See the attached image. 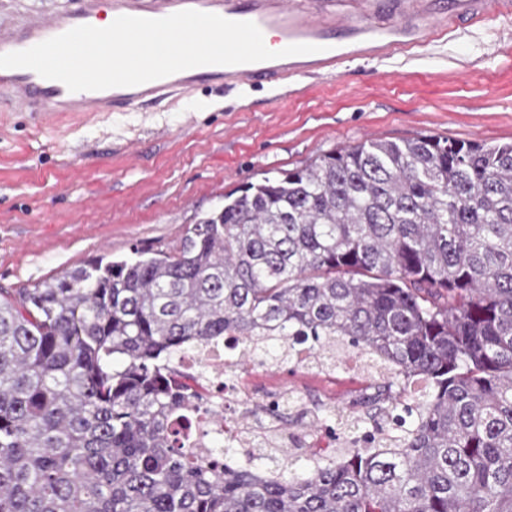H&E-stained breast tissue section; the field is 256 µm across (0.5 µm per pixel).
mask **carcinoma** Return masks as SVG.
Wrapping results in <instances>:
<instances>
[{"mask_svg": "<svg viewBox=\"0 0 512 512\" xmlns=\"http://www.w3.org/2000/svg\"><path fill=\"white\" fill-rule=\"evenodd\" d=\"M244 339L365 355L378 395L327 455L204 457L179 357ZM0 512H512V143L365 139L169 251L0 292Z\"/></svg>", "mask_w": 512, "mask_h": 512, "instance_id": "obj_1", "label": "carcinoma"}]
</instances>
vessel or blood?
I'll return each mask as SVG.
<instances>
[{"label":"vessel or blood","instance_id":"1","mask_svg":"<svg viewBox=\"0 0 512 512\" xmlns=\"http://www.w3.org/2000/svg\"><path fill=\"white\" fill-rule=\"evenodd\" d=\"M193 9L255 23L278 48L311 44L315 53L238 65H205L133 87L69 91L26 68L0 69V112H30L42 123L61 112H123L182 100L202 87L268 88L272 103L288 98L301 77L332 75L350 59L383 60L424 46L449 31L487 19L512 20V0H73L46 14L16 12L0 22V54L28 49L80 25L123 15L162 18Z\"/></svg>","mask_w":512,"mask_h":512}]
</instances>
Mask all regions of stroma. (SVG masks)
I'll return each mask as SVG.
<instances>
[{
	"label": "stroma",
	"mask_w": 512,
	"mask_h": 512,
	"mask_svg": "<svg viewBox=\"0 0 512 512\" xmlns=\"http://www.w3.org/2000/svg\"><path fill=\"white\" fill-rule=\"evenodd\" d=\"M203 87L178 103L68 115L46 125L0 112V289L20 288L132 249L166 251L226 193L368 137L512 141V23L458 30L381 62L308 78L270 108ZM347 364L257 374L306 402L347 410Z\"/></svg>",
	"instance_id": "35a3bbf8"
}]
</instances>
